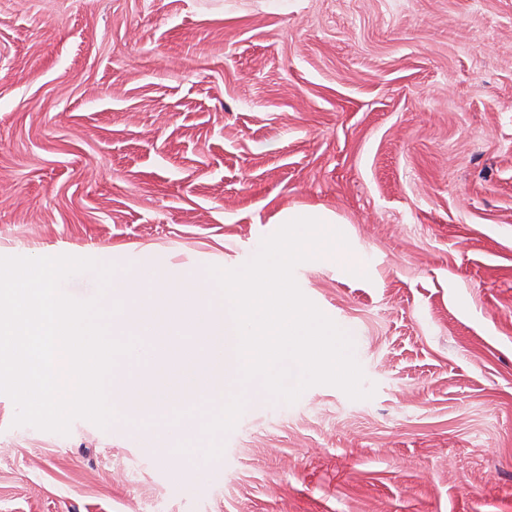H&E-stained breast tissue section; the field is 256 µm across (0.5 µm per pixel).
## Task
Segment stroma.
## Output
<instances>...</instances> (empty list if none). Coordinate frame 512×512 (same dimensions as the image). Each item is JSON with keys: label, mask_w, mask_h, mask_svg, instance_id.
<instances>
[{"label": "stroma", "mask_w": 512, "mask_h": 512, "mask_svg": "<svg viewBox=\"0 0 512 512\" xmlns=\"http://www.w3.org/2000/svg\"><path fill=\"white\" fill-rule=\"evenodd\" d=\"M302 207L366 259L295 279L373 397L246 406L183 477L0 393V512H512V0H0V255L203 272Z\"/></svg>", "instance_id": "obj_1"}]
</instances>
